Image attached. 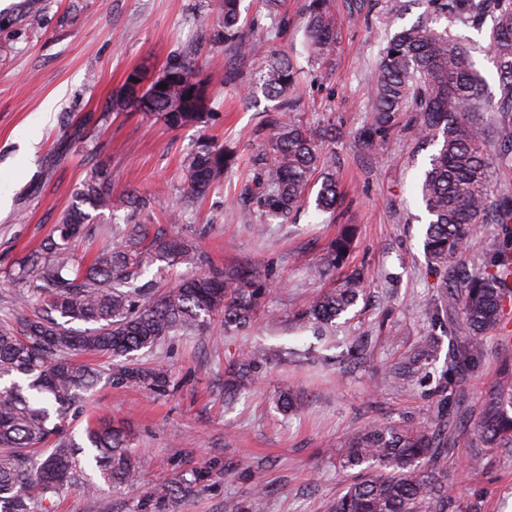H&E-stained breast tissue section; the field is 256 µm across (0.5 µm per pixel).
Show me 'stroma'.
Returning a JSON list of instances; mask_svg holds the SVG:
<instances>
[{"instance_id": "35a3bbf8", "label": "stroma", "mask_w": 512, "mask_h": 512, "mask_svg": "<svg viewBox=\"0 0 512 512\" xmlns=\"http://www.w3.org/2000/svg\"><path fill=\"white\" fill-rule=\"evenodd\" d=\"M20 3L0 0V197L8 201L0 209V307L13 296L7 274L62 223L91 170L112 175V207L94 212V224L125 222L131 190L157 202L141 222L165 224L163 206L183 197L181 159L202 134L234 152L237 163L190 204L185 223L165 224L200 255L166 279L212 267L253 269L269 290L245 331L225 334L217 320L207 335L179 334L138 352L140 363L169 371L166 390L113 384L111 360L90 357L101 379L74 410V437L84 442L87 422L111 421L135 451V484L103 483L89 465L85 477L98 493L63 489L48 512H328L355 475L341 463L344 449L374 424L439 434L447 512H512V436L490 446L478 430L492 397L512 395V345L488 331L478 358L459 373L463 392L449 400L441 391L449 356L469 338L445 293L490 265L512 223L474 225L460 263L436 273L423 251L419 191L433 147L406 130L379 151L352 140L372 117L375 61L396 31L422 18L464 46L487 97L499 101L493 18H437L429 0H333L336 40L322 63L305 51L307 0H282L275 13L265 0H241L244 40L286 51L298 71L301 108L293 120L336 126L325 146L336 161L335 212L310 204L271 224L245 218L240 192L252 156L270 138L264 119L276 103L248 96L264 57L224 41L219 0H42L34 16L22 14ZM201 14L210 17L204 30L196 23ZM191 43L211 96L205 128L174 129L134 108L112 110L130 74L149 86ZM344 224L356 229L354 247L334 267L329 245ZM352 273L363 280L356 304L326 335H314L303 313ZM254 347L275 365L246 391L225 393L230 365ZM286 388L297 403L288 415L277 407ZM195 470L209 474L198 495L162 508L150 500L155 484Z\"/></svg>"}]
</instances>
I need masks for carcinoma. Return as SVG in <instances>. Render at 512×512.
<instances>
[{
    "label": "carcinoma",
    "instance_id": "carcinoma-1",
    "mask_svg": "<svg viewBox=\"0 0 512 512\" xmlns=\"http://www.w3.org/2000/svg\"><path fill=\"white\" fill-rule=\"evenodd\" d=\"M434 12H464L479 21L497 11L490 51L501 87V98H484V80L469 63L463 46L429 20L396 31L373 70L371 94L373 122L355 134V143L376 149L394 133L401 112L415 113L413 135L426 145L441 142L430 158L420 183L425 210L430 216L424 233L425 255L436 267L463 252L471 227L487 218L497 224L512 222V199L492 197L491 169L512 165V138L499 145L496 155L485 149V128L470 113L512 112V0H430ZM224 41L237 42L244 53L253 47L238 40L240 0H220ZM328 0H309L306 48L319 60L334 43ZM194 49H184L183 60L160 75L167 88L145 92L141 109L159 115L172 127L207 123L208 89L197 79ZM261 91L278 102L267 115L271 137L254 157L244 184L246 212L288 218L304 203L309 181L321 172L316 209L336 207L334 161L323 153V143L336 136V127L312 130L287 122L283 113L300 106L295 71L287 54L269 51L264 69L247 92ZM234 156L200 137L182 161L187 193L199 198L224 178ZM112 178L104 170L88 177L69 206L65 220L55 228L41 251L30 255L11 277L15 287L11 308L0 319V512H36L37 502L57 495L64 487H78L94 494L98 486L80 481L84 473L78 454L82 446L67 436L71 409L87 398L98 381V372L75 360L82 352L103 353L119 360L116 379L121 383L163 387L168 373L162 367L130 363L133 353L159 345L178 332L205 333L215 317L225 331L243 330L252 322L266 289L252 271L234 273L210 270L187 278L158 293L140 283L144 265L153 261L191 264L196 247L169 240L163 230L149 234L148 225L128 221L110 229L112 248L105 258L85 268L74 267L71 247L83 239L98 238L100 228L90 223L85 208L103 211L112 207ZM349 232L331 246L336 265L351 250ZM512 265V245L506 244L492 269L470 279L456 295L462 319L470 333L464 350L450 358L452 367L466 364L479 354V336L499 325L512 290L504 269ZM362 282L351 274L342 285L318 297L304 318L325 327L354 305ZM85 323V330L74 327ZM268 363L261 352L243 355L233 371L231 384L257 378ZM512 433V416L501 410L488 416L480 433L488 444ZM92 460L104 480L130 485L134 463L125 437L101 419L86 427ZM436 435L423 430L375 425L357 435L343 454L347 468L363 467L329 507V512H418L442 497L441 487L421 463L436 462ZM200 472L193 479L175 477L155 488L160 504L189 495L205 481Z\"/></svg>",
    "mask_w": 512,
    "mask_h": 512
}]
</instances>
